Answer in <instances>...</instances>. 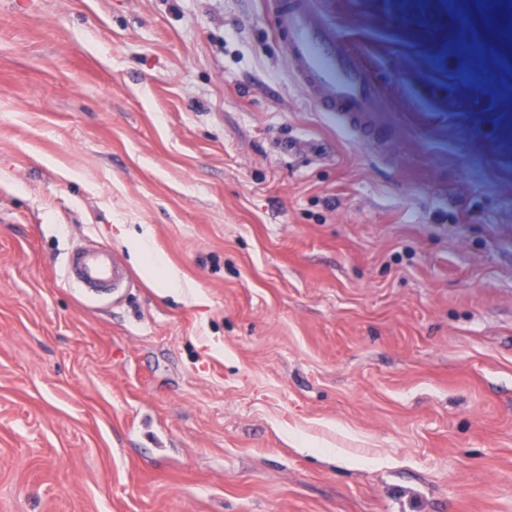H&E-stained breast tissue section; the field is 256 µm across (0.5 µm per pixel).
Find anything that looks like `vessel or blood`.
<instances>
[{
	"instance_id": "obj_1",
	"label": "vessel or blood",
	"mask_w": 512,
	"mask_h": 512,
	"mask_svg": "<svg viewBox=\"0 0 512 512\" xmlns=\"http://www.w3.org/2000/svg\"><path fill=\"white\" fill-rule=\"evenodd\" d=\"M274 29L306 93L341 128L385 132L379 91L310 0H279ZM67 281L89 290L130 287L127 267L108 248L78 250L67 262Z\"/></svg>"
}]
</instances>
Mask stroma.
<instances>
[{
    "label": "stroma",
    "instance_id": "obj_1",
    "mask_svg": "<svg viewBox=\"0 0 512 512\" xmlns=\"http://www.w3.org/2000/svg\"><path fill=\"white\" fill-rule=\"evenodd\" d=\"M312 2L382 145L272 0H0V512H512V0ZM274 29L306 93L341 128L383 133L379 91L312 8L310 0H277ZM65 277L92 291L116 293L131 285L129 270L109 248L78 250L68 259ZM147 273L153 277V272L157 270L158 274L154 280L155 288L169 291L181 288L179 274L176 270L161 263L160 259H156L152 263L142 264Z\"/></svg>",
    "mask_w": 512,
    "mask_h": 512
}]
</instances>
